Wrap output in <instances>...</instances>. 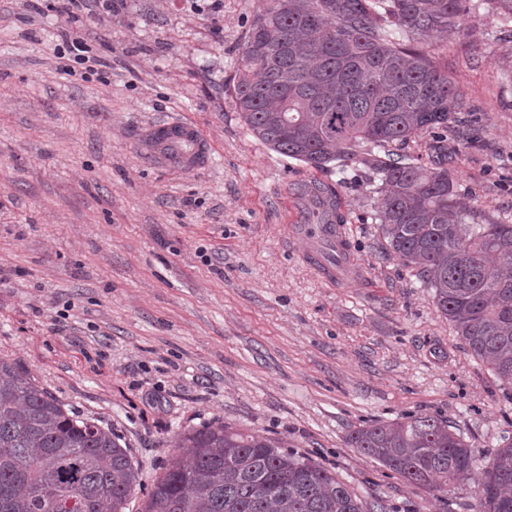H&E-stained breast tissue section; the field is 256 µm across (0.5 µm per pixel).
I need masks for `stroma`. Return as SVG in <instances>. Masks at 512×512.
<instances>
[{
    "label": "stroma",
    "instance_id": "obj_1",
    "mask_svg": "<svg viewBox=\"0 0 512 512\" xmlns=\"http://www.w3.org/2000/svg\"><path fill=\"white\" fill-rule=\"evenodd\" d=\"M53 0H0V358L111 430L141 512L178 433L218 423L288 443L388 512H474L348 447L355 429L438 413L485 464L512 439V389L385 249L371 172L316 170L242 122L233 76L266 0H112L82 15L85 76L63 75ZM432 38L469 126L448 132L466 202L512 221V27L466 16ZM196 124L198 171L156 164L155 123ZM330 189L356 259L329 285L286 233Z\"/></svg>",
    "mask_w": 512,
    "mask_h": 512
}]
</instances>
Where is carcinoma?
Listing matches in <instances>:
<instances>
[{
  "instance_id": "carcinoma-1",
  "label": "carcinoma",
  "mask_w": 512,
  "mask_h": 512,
  "mask_svg": "<svg viewBox=\"0 0 512 512\" xmlns=\"http://www.w3.org/2000/svg\"><path fill=\"white\" fill-rule=\"evenodd\" d=\"M512 23V0H267L240 46L236 109L270 149L323 170L359 163L374 175L385 249L433 289L437 311L504 387L512 386V224L468 208L448 162L461 95L424 51L463 34L481 8ZM433 134L426 166L394 149ZM322 224L342 217L329 190ZM351 447L405 482L444 492L472 480L476 512H512V442L484 467L448 418L416 413L373 422ZM145 512H386L288 443L224 426L185 431ZM140 485L128 449L70 415L0 360V512H124Z\"/></svg>"
}]
</instances>
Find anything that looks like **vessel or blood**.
I'll return each instance as SVG.
<instances>
[{
  "instance_id": "1",
  "label": "vessel or blood",
  "mask_w": 512,
  "mask_h": 512,
  "mask_svg": "<svg viewBox=\"0 0 512 512\" xmlns=\"http://www.w3.org/2000/svg\"><path fill=\"white\" fill-rule=\"evenodd\" d=\"M147 147L152 159L185 170L203 167L209 160V145L194 124L167 120L154 125L148 133ZM291 235L302 249L303 259L320 277L336 283L342 270L353 266L348 239L339 224H294Z\"/></svg>"
}]
</instances>
